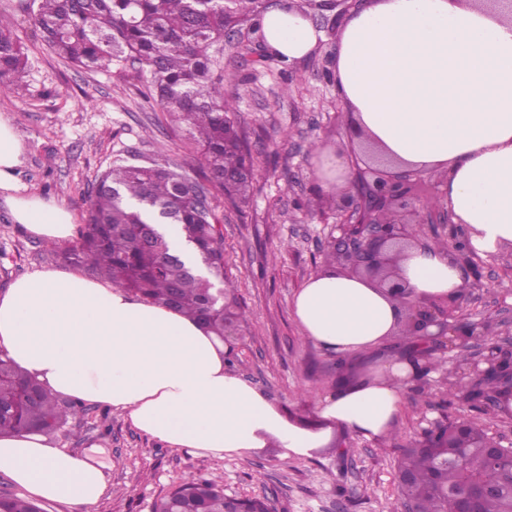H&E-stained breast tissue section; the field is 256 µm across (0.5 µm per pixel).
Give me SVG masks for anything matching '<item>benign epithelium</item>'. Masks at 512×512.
Segmentation results:
<instances>
[{"label":"benign epithelium","instance_id":"1","mask_svg":"<svg viewBox=\"0 0 512 512\" xmlns=\"http://www.w3.org/2000/svg\"><path fill=\"white\" fill-rule=\"evenodd\" d=\"M417 174L412 170L391 171L381 166L356 173L350 187L336 194V231L325 241L336 253L343 272L369 279L378 287L400 298L409 289L399 278V264L406 248L416 244L410 225L415 211ZM448 254L465 264L474 252L460 246L452 216H447ZM467 289L457 296L430 298L415 302L407 310L401 335L420 339L428 352H448L475 346L481 349L464 370V384L472 385L489 376L507 381L504 398L512 399V345L488 342L481 324L460 318ZM435 326L438 332H429Z\"/></svg>","mask_w":512,"mask_h":512}]
</instances>
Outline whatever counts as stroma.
Segmentation results:
<instances>
[{
    "label": "stroma",
    "mask_w": 512,
    "mask_h": 512,
    "mask_svg": "<svg viewBox=\"0 0 512 512\" xmlns=\"http://www.w3.org/2000/svg\"><path fill=\"white\" fill-rule=\"evenodd\" d=\"M13 18L27 66L14 89L0 93L26 150L17 177L26 193L62 203L76 227L89 221L95 179L119 163L156 159L200 175L197 154L183 134L138 92L128 72L94 73L62 62L34 29L20 0H0ZM247 38L225 43L224 92L238 99V120L254 158V189L232 208L216 198L224 235V274L246 312L234 342L233 373L254 385L284 414L305 425L316 419V401L340 376L337 358L306 340L292 309L295 294L324 268L323 244L336 222L296 209L299 197H315V147L351 145V126L340 111L336 86L326 77L336 50L326 30L305 60L285 65L248 53ZM481 278L462 314L485 321L486 336L512 340V247L493 258L475 257ZM59 249L46 246L14 221L0 198V291L16 278L67 269ZM460 368L446 353L435 378L409 387L393 433L368 441L347 433L338 446L307 460L279 458L268 447L247 459L175 450L140 432L122 411L92 405L88 416L69 420L48 444L94 454L106 466L107 489L93 507L40 501V512H152L156 499L193 477L217 480L225 494L265 495L277 512H392L398 505L400 450L445 419L469 414L440 399Z\"/></svg>",
    "instance_id": "obj_1"
}]
</instances>
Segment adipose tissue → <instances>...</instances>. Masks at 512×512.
<instances>
[{
	"label": "adipose tissue",
	"mask_w": 512,
	"mask_h": 512,
	"mask_svg": "<svg viewBox=\"0 0 512 512\" xmlns=\"http://www.w3.org/2000/svg\"><path fill=\"white\" fill-rule=\"evenodd\" d=\"M268 47L288 63L323 38L299 8L276 0L262 17ZM333 75L359 136L404 169L446 172L445 199L465 241L492 258L512 246V18L489 0H365L337 31ZM24 143L0 116V196L16 223L49 242L74 226L64 205L25 195L16 176ZM413 300L458 294L465 283L446 249L422 243L400 264ZM304 336L364 372L317 402L311 427L287 422L261 391L224 367V344L198 320L145 303L76 271L43 270L0 294V351L60 396L127 413L169 447L246 459L276 445L308 459L332 432L389 436L412 362L383 353L404 314L371 282L333 266L294 299ZM104 463L40 434L0 438V473L32 497L94 505Z\"/></svg>",
	"instance_id": "obj_1"
}]
</instances>
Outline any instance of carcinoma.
<instances>
[{
    "label": "carcinoma",
    "mask_w": 512,
    "mask_h": 512,
    "mask_svg": "<svg viewBox=\"0 0 512 512\" xmlns=\"http://www.w3.org/2000/svg\"><path fill=\"white\" fill-rule=\"evenodd\" d=\"M33 25L63 61L110 73L138 65L146 95L185 131L199 150L203 180L178 166L117 164L99 176L90 197V220L63 258L84 266L113 286L147 303L174 308L198 319L219 336L227 324L244 321L234 291L224 287L220 219L212 205L219 192L234 207L252 189L251 150L231 115L237 100L224 94V41L249 25L263 58H272L261 32L262 0H30ZM11 17L0 14V92L11 89L26 66L12 32ZM148 224H173L193 246L205 270L187 262ZM496 377L464 393L448 384V404L482 411L500 403ZM88 409L43 388L0 352V436L51 434ZM457 421L439 425L402 449L398 468L400 499L417 512H451L453 498L475 483L492 488L479 512H512V448L491 463L481 448H450ZM216 481L190 478L164 496L155 512H225ZM239 512H274L265 499L246 498ZM0 512H39L31 501L0 495Z\"/></svg>",
    "instance_id": "cac0c4a2"
}]
</instances>
